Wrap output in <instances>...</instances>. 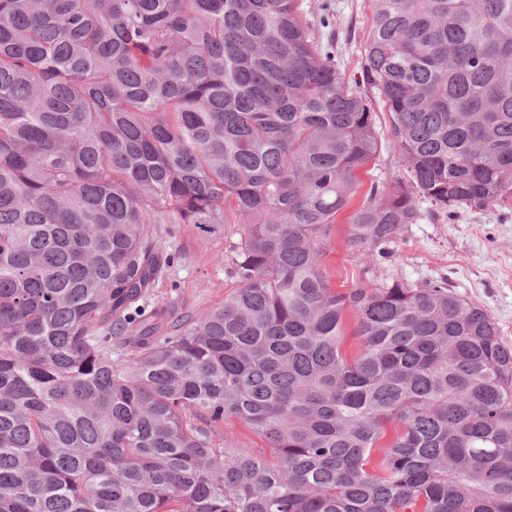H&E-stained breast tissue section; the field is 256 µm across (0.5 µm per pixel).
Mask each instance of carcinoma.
<instances>
[{
  "instance_id": "cac0c4a2",
  "label": "carcinoma",
  "mask_w": 512,
  "mask_h": 512,
  "mask_svg": "<svg viewBox=\"0 0 512 512\" xmlns=\"http://www.w3.org/2000/svg\"><path fill=\"white\" fill-rule=\"evenodd\" d=\"M370 2L353 86L298 0H0V512H512L492 317L324 262L370 91L410 178L348 251L391 257L422 201L512 202V0ZM229 212L224 303L143 314L174 262L152 225Z\"/></svg>"
}]
</instances>
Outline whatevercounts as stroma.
<instances>
[{"label": "stroma", "instance_id": "1", "mask_svg": "<svg viewBox=\"0 0 512 512\" xmlns=\"http://www.w3.org/2000/svg\"><path fill=\"white\" fill-rule=\"evenodd\" d=\"M307 19L329 10L335 23L336 54L346 80L360 78V58L373 24L369 0H300ZM381 148L358 173L360 191L372 182L408 177L401 154L389 144L388 114L382 101L372 104ZM241 225L225 224L204 234L191 224H158L154 241L179 260L149 297L150 306L172 307L199 315L221 304L236 286L230 273L232 245ZM325 264L334 288L357 281L372 284L399 278L409 282L446 280L450 290L485 309L496 323L502 340L512 345V210L456 209L436 211L422 202L418 223L401 231L392 257L373 262L334 242Z\"/></svg>", "mask_w": 512, "mask_h": 512}]
</instances>
